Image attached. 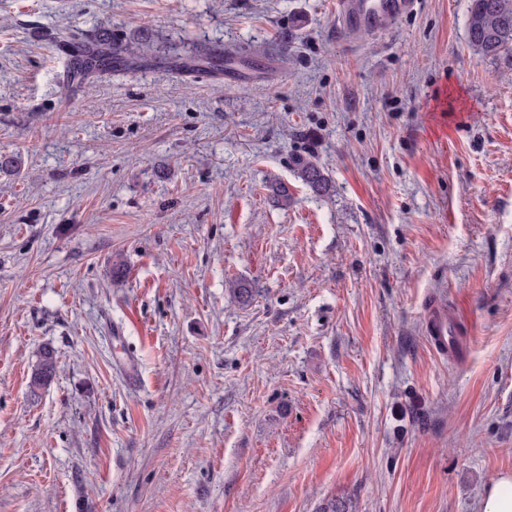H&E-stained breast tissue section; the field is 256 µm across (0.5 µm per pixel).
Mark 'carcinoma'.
I'll return each mask as SVG.
<instances>
[{
	"instance_id": "obj_1",
	"label": "carcinoma",
	"mask_w": 512,
	"mask_h": 512,
	"mask_svg": "<svg viewBox=\"0 0 512 512\" xmlns=\"http://www.w3.org/2000/svg\"><path fill=\"white\" fill-rule=\"evenodd\" d=\"M466 30L470 47L481 56L491 60H512V0H470ZM59 38L79 45L97 42L112 49L116 59L147 50L141 44L128 47L114 45L103 31L86 34L69 30L59 33ZM295 173L304 185L318 195H326L332 190L329 176L311 156L297 160ZM58 371L59 361L55 351L51 348L43 349L31 372V389L37 391L44 388L56 377Z\"/></svg>"
}]
</instances>
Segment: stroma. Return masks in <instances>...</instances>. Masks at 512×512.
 I'll use <instances>...</instances> for the list:
<instances>
[{"label":"stroma","instance_id":"1","mask_svg":"<svg viewBox=\"0 0 512 512\" xmlns=\"http://www.w3.org/2000/svg\"><path fill=\"white\" fill-rule=\"evenodd\" d=\"M467 10L352 40L336 0H0V512H478L512 472V62ZM63 28L150 50L83 75ZM294 171L296 177L314 193L326 195L331 192L332 182L314 157L298 159ZM59 368L55 351L51 348H44L31 372V389L37 391L47 386L56 377Z\"/></svg>","mask_w":512,"mask_h":512}]
</instances>
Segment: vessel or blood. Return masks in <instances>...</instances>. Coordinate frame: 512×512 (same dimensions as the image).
Returning a JSON list of instances; mask_svg holds the SVG:
<instances>
[{"label": "vessel or blood", "mask_w": 512, "mask_h": 512, "mask_svg": "<svg viewBox=\"0 0 512 512\" xmlns=\"http://www.w3.org/2000/svg\"><path fill=\"white\" fill-rule=\"evenodd\" d=\"M418 4L419 0H336V20L348 35L381 37Z\"/></svg>", "instance_id": "obj_1"}]
</instances>
